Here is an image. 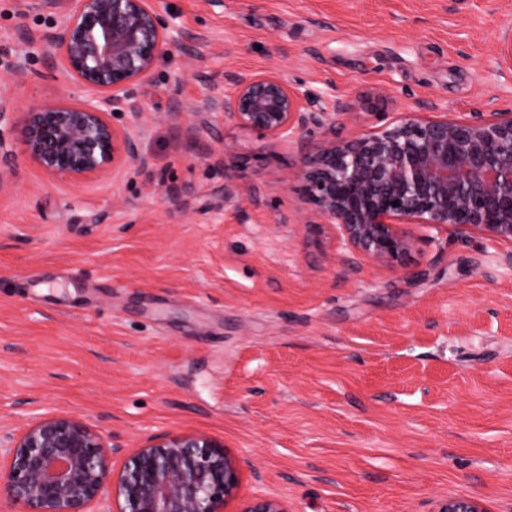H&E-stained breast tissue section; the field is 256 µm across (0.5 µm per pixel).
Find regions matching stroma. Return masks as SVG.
<instances>
[{
    "label": "stroma",
    "instance_id": "stroma-1",
    "mask_svg": "<svg viewBox=\"0 0 512 512\" xmlns=\"http://www.w3.org/2000/svg\"><path fill=\"white\" fill-rule=\"evenodd\" d=\"M160 6L191 50L138 89L147 113L112 115L149 170L70 185L4 134L0 424L24 427L21 401L86 416L117 468L143 434L207 433L239 460L242 494L289 512H434L449 496L512 512V246L419 238L374 266L283 182L297 145L194 109L223 95L226 71L275 67L359 99L350 131L433 104L452 119L510 112L495 54L512 0ZM56 20L0 0V90L18 110L85 96L38 43ZM229 181L239 204L224 202Z\"/></svg>",
    "mask_w": 512,
    "mask_h": 512
}]
</instances>
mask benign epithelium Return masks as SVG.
Wrapping results in <instances>:
<instances>
[{
    "mask_svg": "<svg viewBox=\"0 0 512 512\" xmlns=\"http://www.w3.org/2000/svg\"><path fill=\"white\" fill-rule=\"evenodd\" d=\"M59 23L44 43L72 84L97 96H63L27 112L0 92V125L8 123L26 159L73 184L126 163L141 169L125 128L106 106L123 103L135 116L148 108L131 97L158 63L182 48L159 0H60ZM498 70L512 74V28L500 32ZM356 101L327 92L302 94L278 71L224 74V97L199 112L256 130L273 143L297 144L296 182L322 224L336 227L344 247L378 267L412 249L415 233L464 228L512 245V112H474L462 121L406 112L377 129L345 131ZM398 205H392V202ZM110 437L78 415H39L18 433L0 426V503L16 512H224L240 496V465L224 442L204 433L148 435L118 472ZM239 512H288L254 494ZM437 512H488L474 498L450 497Z\"/></svg>",
    "mask_w": 512,
    "mask_h": 512,
    "instance_id": "benign-epithelium-1",
    "label": "benign epithelium"
}]
</instances>
